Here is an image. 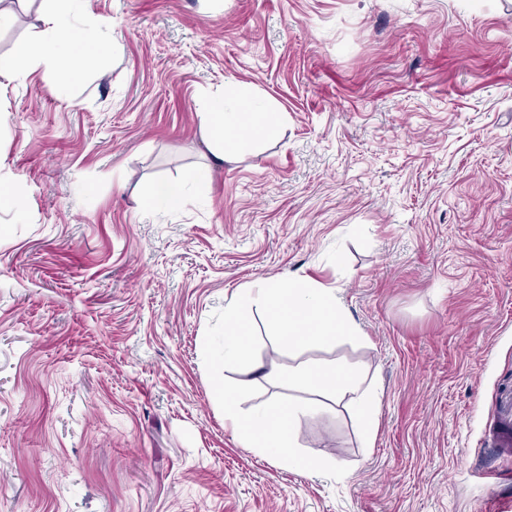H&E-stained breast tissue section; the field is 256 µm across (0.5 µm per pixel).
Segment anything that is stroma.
<instances>
[{
  "mask_svg": "<svg viewBox=\"0 0 512 512\" xmlns=\"http://www.w3.org/2000/svg\"><path fill=\"white\" fill-rule=\"evenodd\" d=\"M0 55L40 31L13 0ZM114 47L67 89L0 85V512H492L512 499V0H89ZM283 113L210 164L206 101ZM337 289L360 343L226 371L277 395L299 362L364 365L373 442L302 419L305 475L224 428L202 348L254 282ZM497 419L501 426L500 444L503 447L512 444V396H503L497 406Z\"/></svg>",
  "mask_w": 512,
  "mask_h": 512,
  "instance_id": "stroma-1",
  "label": "stroma"
}]
</instances>
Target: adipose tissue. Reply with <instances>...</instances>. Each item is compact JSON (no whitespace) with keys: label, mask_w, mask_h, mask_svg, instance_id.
<instances>
[{"label":"adipose tissue","mask_w":512,"mask_h":512,"mask_svg":"<svg viewBox=\"0 0 512 512\" xmlns=\"http://www.w3.org/2000/svg\"><path fill=\"white\" fill-rule=\"evenodd\" d=\"M85 0H45L41 14L44 28L37 36L14 43L8 54L0 55V79L15 81L38 67L51 70L61 83H69L78 72L93 65L103 45L105 32L91 35L76 27L72 18ZM283 115L256 108L252 101L240 100L225 107L223 98L211 99L200 115V135L214 157L212 166L189 171L184 182L158 184L147 199V206L177 209L187 200L188 184L210 180L216 166L235 157L241 144L275 134ZM285 381L300 383L309 390L306 398H291L274 410L251 415L240 413L238 390L224 386V424L247 448L275 457L296 471L311 474L321 470L323 460L302 455L297 450V425L329 404L351 413L353 422L367 434L378 424L379 397L363 389L358 365L333 362H303L288 371Z\"/></svg>","instance_id":"obj_1"}]
</instances>
